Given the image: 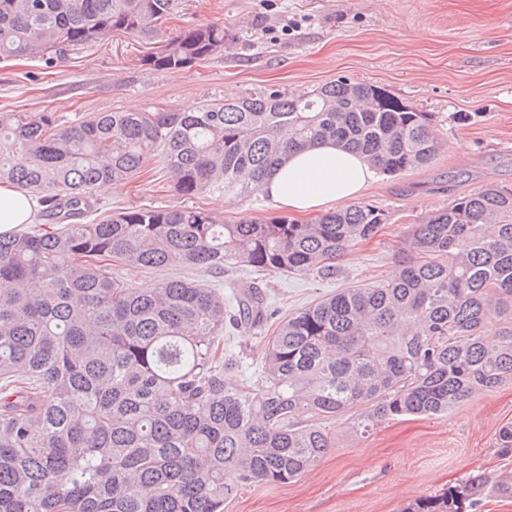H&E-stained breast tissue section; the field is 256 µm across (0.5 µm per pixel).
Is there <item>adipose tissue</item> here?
I'll return each mask as SVG.
<instances>
[{"mask_svg":"<svg viewBox=\"0 0 512 512\" xmlns=\"http://www.w3.org/2000/svg\"><path fill=\"white\" fill-rule=\"evenodd\" d=\"M374 175L370 161L325 142L289 151L263 193L274 206L305 211L356 198ZM36 210L33 196L0 187V234L10 235L18 226L32 223Z\"/></svg>","mask_w":512,"mask_h":512,"instance_id":"obj_1","label":"adipose tissue"}]
</instances>
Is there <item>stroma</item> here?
<instances>
[{"label": "stroma", "mask_w": 512, "mask_h": 512, "mask_svg": "<svg viewBox=\"0 0 512 512\" xmlns=\"http://www.w3.org/2000/svg\"><path fill=\"white\" fill-rule=\"evenodd\" d=\"M178 26L221 21L237 38L223 53L176 72L142 66L157 38L115 32L71 50L64 62L0 64V108L53 112L73 122L96 112L193 109L257 87L300 95L338 78L385 87L430 113L439 143L428 167L375 174L357 201L388 221L352 246L333 274L192 271L219 293L262 283L275 321L343 288L371 285L396 269L412 225L485 185L512 186V0H177ZM99 212L131 207L202 208L225 221L285 215L264 194L230 199L173 192L154 170L95 194ZM325 210L290 212L306 224ZM356 412L329 421L335 447L293 482L246 487L224 512H399L469 477L496 476L500 427L512 421V381L473 395L442 418L389 420L357 431Z\"/></svg>", "instance_id": "stroma-1"}]
</instances>
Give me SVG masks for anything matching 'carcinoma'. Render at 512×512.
Returning a JSON list of instances; mask_svg holds the SVG:
<instances>
[{
  "label": "carcinoma",
  "mask_w": 512,
  "mask_h": 512,
  "mask_svg": "<svg viewBox=\"0 0 512 512\" xmlns=\"http://www.w3.org/2000/svg\"><path fill=\"white\" fill-rule=\"evenodd\" d=\"M175 0H0V62L39 58L121 31L145 37ZM220 22L188 26L140 62L179 71L224 50ZM431 114L386 89L338 78L288 97L273 88L193 110L0 111V184L38 197L48 224L0 235V512H224L244 487L284 484L334 448L308 413L363 406L357 430L444 416L512 381V189L490 185L412 226L387 280L346 288L281 322L263 346L260 383L225 374L240 361L224 330L271 319L258 283L215 289L171 278L129 289L131 268L329 273L386 223L354 204L311 224L286 216L227 223L194 207L131 208L87 221L97 187L153 164L180 197L248 196L288 147L323 140L396 177L430 164ZM500 322L493 336L483 332ZM512 458V422L494 444ZM512 498V471L478 475L402 512H479Z\"/></svg>",
  "instance_id": "carcinoma-1"
}]
</instances>
